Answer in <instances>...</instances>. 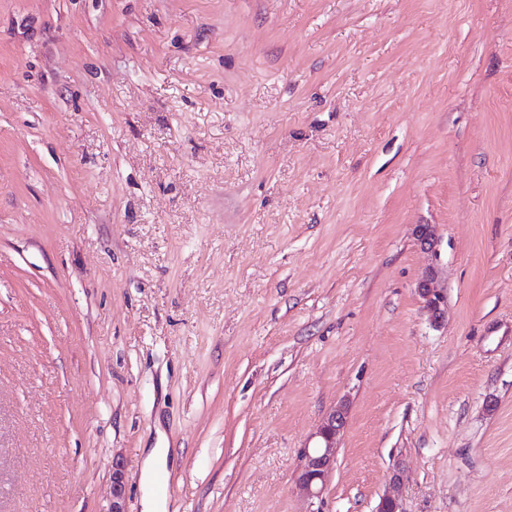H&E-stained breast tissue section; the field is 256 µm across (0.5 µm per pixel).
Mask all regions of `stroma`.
<instances>
[{
	"mask_svg": "<svg viewBox=\"0 0 512 512\" xmlns=\"http://www.w3.org/2000/svg\"><path fill=\"white\" fill-rule=\"evenodd\" d=\"M155 447L168 512H512V0H0V512ZM434 271H430L420 281L417 292L422 300L423 308L428 313L432 324L440 325L447 318L446 297L440 288H434ZM348 422V407L339 404L330 409L317 428L318 446L305 448V462L298 475L299 483L313 497L324 491L336 460V444Z\"/></svg>",
	"mask_w": 512,
	"mask_h": 512,
	"instance_id": "obj_1",
	"label": "stroma"
}]
</instances>
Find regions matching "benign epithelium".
Segmentation results:
<instances>
[{
  "instance_id": "obj_1",
  "label": "benign epithelium",
  "mask_w": 512,
  "mask_h": 512,
  "mask_svg": "<svg viewBox=\"0 0 512 512\" xmlns=\"http://www.w3.org/2000/svg\"><path fill=\"white\" fill-rule=\"evenodd\" d=\"M434 278V272L427 273L420 281L417 292L431 323L439 325L445 321L448 312L444 293L433 286ZM347 422V405L341 403L331 408L315 433L318 445L304 450L305 462L298 481L313 497L320 496L333 472L336 444L344 433ZM125 501L124 476L119 466L115 465L112 467V512H126Z\"/></svg>"
}]
</instances>
